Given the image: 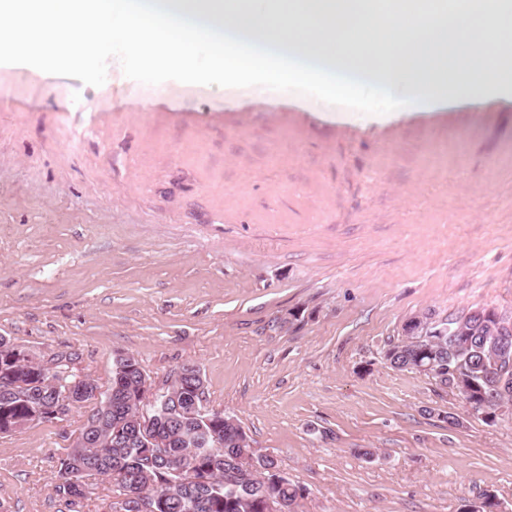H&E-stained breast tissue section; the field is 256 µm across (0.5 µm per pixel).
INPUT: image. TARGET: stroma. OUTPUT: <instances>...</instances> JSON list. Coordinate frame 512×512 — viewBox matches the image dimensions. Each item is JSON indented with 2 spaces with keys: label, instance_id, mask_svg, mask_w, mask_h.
I'll list each match as a JSON object with an SVG mask.
<instances>
[{
  "label": "stroma",
  "instance_id": "stroma-1",
  "mask_svg": "<svg viewBox=\"0 0 512 512\" xmlns=\"http://www.w3.org/2000/svg\"><path fill=\"white\" fill-rule=\"evenodd\" d=\"M137 86L114 58L99 87L0 65V336L104 388L120 352L156 387L198 366L297 512H512V423L384 359L412 317L512 311V98L364 115ZM84 420L0 434V512H68Z\"/></svg>",
  "mask_w": 512,
  "mask_h": 512
}]
</instances>
